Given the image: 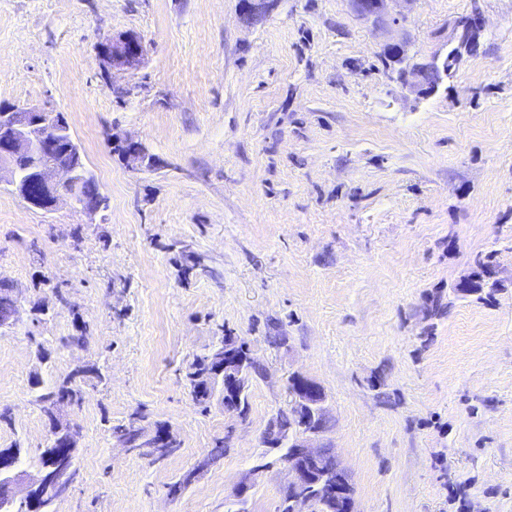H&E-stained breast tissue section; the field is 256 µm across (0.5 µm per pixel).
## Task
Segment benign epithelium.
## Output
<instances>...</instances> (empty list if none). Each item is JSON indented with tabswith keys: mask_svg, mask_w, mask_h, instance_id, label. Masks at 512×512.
I'll list each match as a JSON object with an SVG mask.
<instances>
[{
	"mask_svg": "<svg viewBox=\"0 0 512 512\" xmlns=\"http://www.w3.org/2000/svg\"><path fill=\"white\" fill-rule=\"evenodd\" d=\"M354 12L375 24L387 23L392 14L389 4L398 0H350ZM277 0H240V15L244 22L253 23L269 14ZM483 20L477 12L458 17L451 23L444 52L428 57L410 56L403 42L384 44L383 56L399 65L398 80L402 89L417 98L436 93L440 83H431L426 75L431 72L448 74V63L458 65L479 45ZM101 73L113 86L112 73L116 69H132L141 63L144 46L132 34L109 38L97 48ZM76 144L65 113L54 108H17L0 106V172L10 174L9 186L30 205L51 209L66 187L80 183V177L89 176L85 167L67 168L46 161L64 141ZM251 359L237 354L229 346L213 356L212 369L201 379L209 390L221 387L224 408L234 410L229 397L238 391L245 366ZM291 401L288 414L292 429L280 427L272 418L263 435L266 448H276L285 441L291 448L286 464L290 479L281 490L283 500L289 502L292 512H320L319 491L325 497L330 512H355L354 487L350 477L322 469L326 460L323 449L313 447L324 427L318 425L324 413L326 393L316 381L294 373L288 379ZM69 405V397L47 406L46 416L51 424V437L44 448V462L31 475L20 467V448L0 449V512H12L18 503L28 505L29 512H45L53 502L63 496L71 485L75 473V459L79 454L73 427L60 419L61 409ZM224 457V449L213 448L198 461L190 472L195 477L215 465Z\"/></svg>",
	"mask_w": 512,
	"mask_h": 512,
	"instance_id": "1",
	"label": "benign epithelium"
}]
</instances>
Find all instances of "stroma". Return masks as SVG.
Masks as SVG:
<instances>
[{"instance_id": "35a3bbf8", "label": "stroma", "mask_w": 512, "mask_h": 512, "mask_svg": "<svg viewBox=\"0 0 512 512\" xmlns=\"http://www.w3.org/2000/svg\"><path fill=\"white\" fill-rule=\"evenodd\" d=\"M476 9L478 54L427 98L403 91L383 45L431 55ZM393 14L377 28L349 0H279L246 25L238 0H0V104L63 111L107 199L44 212L0 184V280L18 301L0 329V448L34 469L40 395L82 390L53 512H276L289 475L261 467L262 434L296 372L325 389L315 444L356 512H512V0ZM129 33L144 59L105 83L96 46ZM479 258L493 293L459 288ZM227 336L263 369L243 421L200 406L188 377ZM131 421L178 448H124L112 428ZM227 435L223 460L171 493Z\"/></svg>"}]
</instances>
